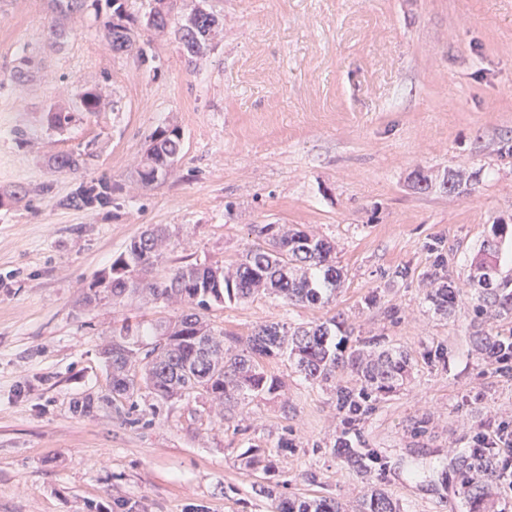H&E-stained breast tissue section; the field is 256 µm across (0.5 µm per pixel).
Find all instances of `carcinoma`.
<instances>
[{
  "instance_id": "carcinoma-1",
  "label": "carcinoma",
  "mask_w": 512,
  "mask_h": 512,
  "mask_svg": "<svg viewBox=\"0 0 512 512\" xmlns=\"http://www.w3.org/2000/svg\"><path fill=\"white\" fill-rule=\"evenodd\" d=\"M112 15L104 25L108 45L119 44L128 52L144 55V49L131 39L133 20L121 0H110ZM163 5L160 22L150 28L155 35L173 33L182 45L188 62L197 65L209 41L218 35V22L211 12L195 9L186 16L173 13L174 0H153ZM100 93L85 88L77 94L76 106L69 110L48 112L50 126L63 130L81 116L98 111ZM182 133L179 126L168 124L155 130L140 160L139 181L143 187L172 175L180 153ZM53 168L74 173L79 160L70 153L54 158ZM107 196L95 187H82L72 196L80 206L105 203ZM255 240L239 259L224 265L189 263L177 266L158 279L144 280L140 274L154 269L165 260L170 234L155 227L133 238L113 261L110 273L98 278L90 288L86 302L109 299L119 305L131 293H147L156 300L184 304L188 312L173 319L158 320L143 329L129 319L112 328V364L107 366L109 383L106 392L73 401V411L81 415L93 412L95 401L112 404L129 401L146 389L160 401L199 394L212 402H242L251 397L273 395L282 382L267 374L262 360L288 356L298 370L312 381L327 382L336 369L347 368L355 377L351 386L334 387L336 409L355 427L371 413L379 399L397 392L409 374L411 355L404 350L386 347L384 338L371 336L345 343L329 340V329L321 324L289 331L285 325L258 327L238 348L239 338L224 337L209 312L224 302L247 300L261 292L282 297L291 303L321 304L324 296L336 290L343 270L336 265L333 247L324 239L303 231L287 230L282 224L253 225ZM493 238L483 244L476 258L470 281L477 286L473 297L479 315L512 317V278L497 273L493 286H482L478 271L500 265L499 244L512 229L507 224L492 227ZM437 284L430 299L436 309L447 312L458 302V290L448 283L447 272L439 269L431 275ZM473 343L478 353L502 372L506 366L495 354L512 343V325L501 326L496 334H476ZM343 431L336 453L357 472L384 467V462L369 448H357ZM459 495L470 505V512H491L489 485L495 481L497 460L492 455L456 457L448 464ZM278 512H339L330 498L280 499ZM361 512H399L392 499L374 489L363 499Z\"/></svg>"
}]
</instances>
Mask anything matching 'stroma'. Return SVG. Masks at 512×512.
<instances>
[{"label": "stroma", "mask_w": 512, "mask_h": 512, "mask_svg": "<svg viewBox=\"0 0 512 512\" xmlns=\"http://www.w3.org/2000/svg\"><path fill=\"white\" fill-rule=\"evenodd\" d=\"M223 26L199 66L173 36L146 59L112 52L108 0L82 13L51 0H0V512H275L277 496L327 497L358 512L384 490L401 512H469L441 473L473 437L512 423V375L488 366L472 335L496 333L473 311L471 262L491 227L512 225V0H209ZM67 33L53 44L50 30ZM27 59L29 74L12 71ZM100 111L66 131L47 114L78 89ZM183 134L172 176L138 181L148 137ZM81 155L77 173L52 166ZM462 169L456 193L416 189L417 173ZM108 183L100 207L66 200ZM172 234L156 270L238 259L256 224L329 241L345 277L324 306L259 295L210 314L246 338L265 324L339 322L385 337L413 358L401 390L377 403L360 442L386 461L359 473L334 451L343 430L334 383L306 380L287 357L264 361L281 392L219 407L194 397L136 408L75 399L108 383L100 355L123 318L148 324L182 311L143 294L87 304L94 281L153 225ZM460 291L428 301L436 256ZM443 347L446 360L423 354ZM425 420L424 433L413 424ZM292 439L278 448L281 437ZM260 450L269 470L246 466ZM427 474L409 480V469ZM274 486L272 498L255 484Z\"/></svg>", "instance_id": "obj_1"}]
</instances>
